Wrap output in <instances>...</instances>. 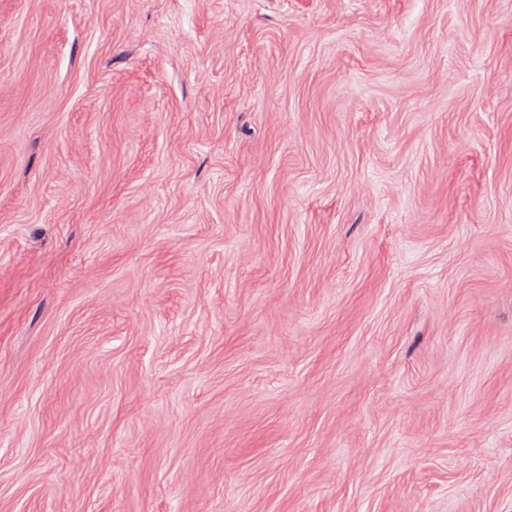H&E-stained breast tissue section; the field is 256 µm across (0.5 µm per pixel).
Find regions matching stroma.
Instances as JSON below:
<instances>
[{
    "mask_svg": "<svg viewBox=\"0 0 512 512\" xmlns=\"http://www.w3.org/2000/svg\"><path fill=\"white\" fill-rule=\"evenodd\" d=\"M0 512H512V0H0Z\"/></svg>",
    "mask_w": 512,
    "mask_h": 512,
    "instance_id": "1",
    "label": "stroma"
}]
</instances>
